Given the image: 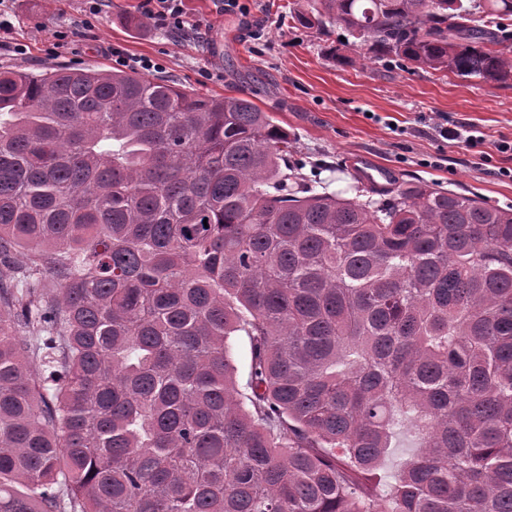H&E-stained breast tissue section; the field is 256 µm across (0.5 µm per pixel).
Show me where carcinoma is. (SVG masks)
I'll list each match as a JSON object with an SVG mask.
<instances>
[{"mask_svg": "<svg viewBox=\"0 0 512 512\" xmlns=\"http://www.w3.org/2000/svg\"><path fill=\"white\" fill-rule=\"evenodd\" d=\"M478 13L512 0L293 20L507 85ZM292 153L248 94L0 71V512H512V207Z\"/></svg>", "mask_w": 512, "mask_h": 512, "instance_id": "1", "label": "carcinoma"}]
</instances>
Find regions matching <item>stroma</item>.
I'll use <instances>...</instances> for the list:
<instances>
[{
	"label": "stroma",
	"instance_id": "1",
	"mask_svg": "<svg viewBox=\"0 0 512 512\" xmlns=\"http://www.w3.org/2000/svg\"><path fill=\"white\" fill-rule=\"evenodd\" d=\"M141 0H104L90 17L85 0H0L13 24L0 36V68L40 71L45 66L117 69L111 56L147 57L161 76L206 96L253 95L262 111L288 129L294 159L303 162L318 192H345L353 183L349 159L367 152L409 183L424 182L512 206V87L424 71L380 58L365 59L360 40L342 29L319 31L292 19L300 0H185L187 23L173 33L145 25ZM57 30L68 45L49 53ZM26 45L15 55L13 44ZM344 56L330 58L329 49ZM474 125L485 136L471 148L440 137L438 126Z\"/></svg>",
	"mask_w": 512,
	"mask_h": 512
}]
</instances>
